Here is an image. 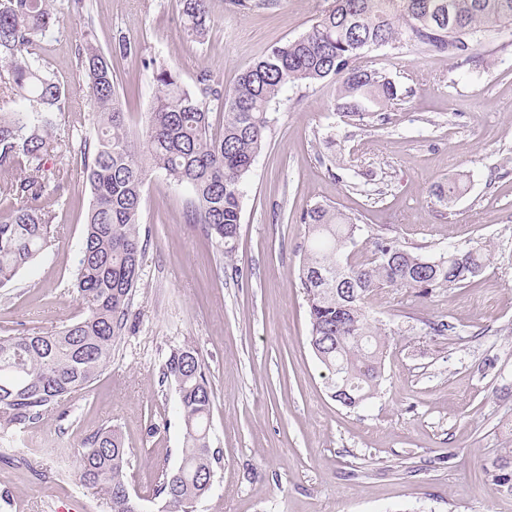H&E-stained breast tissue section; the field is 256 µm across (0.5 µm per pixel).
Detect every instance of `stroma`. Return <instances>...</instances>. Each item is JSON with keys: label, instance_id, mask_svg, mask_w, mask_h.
<instances>
[{"label": "stroma", "instance_id": "35a3bbf8", "mask_svg": "<svg viewBox=\"0 0 512 512\" xmlns=\"http://www.w3.org/2000/svg\"><path fill=\"white\" fill-rule=\"evenodd\" d=\"M85 2L79 18L68 0H52L54 30L38 48L70 92L61 127L77 141L94 121L74 57L82 35L105 54L118 34L139 48V57H113L112 69L140 136L156 92L142 58L165 61L188 84L206 68L229 87L273 45L307 31L331 0L247 13L211 0L215 23L202 43L184 38L176 0ZM368 59L401 92L372 124L347 122L323 84L282 91L243 185L232 255L187 223L188 190L150 172L148 244L112 360L42 423L0 431V512H106L79 486L73 455L103 426L122 434L129 483L144 512H156L158 478L178 466L183 442L162 367L183 344L204 359L221 455L196 512H512V494L483 472L512 448V31L488 37L470 65L405 44ZM56 163L70 173L56 232L43 256L0 288L2 336L54 331L84 312L71 282L91 194L79 153ZM452 174L464 175L467 190L446 208L431 190ZM324 203L426 256L491 246L472 285L428 299L396 288L370 296L389 334L384 381L357 409L332 398L308 341L300 217ZM441 316L454 332L426 334L424 320Z\"/></svg>", "mask_w": 512, "mask_h": 512}]
</instances>
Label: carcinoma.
Returning <instances> with one entry per match:
<instances>
[{
  "label": "carcinoma",
  "mask_w": 512,
  "mask_h": 512,
  "mask_svg": "<svg viewBox=\"0 0 512 512\" xmlns=\"http://www.w3.org/2000/svg\"><path fill=\"white\" fill-rule=\"evenodd\" d=\"M234 4L245 12L274 9L280 0ZM178 6L183 33L204 40L212 23L210 0H178ZM509 26L512 0H332L305 33L274 45L229 88L208 69L187 85L163 62L144 58L156 95L141 145L126 126L111 63L88 37L79 38L74 56L95 123L79 145L92 203L72 288L87 313L55 332L0 336V429L42 422L55 403L87 388L110 363L146 250L141 224L150 170L165 172L189 190L187 222L201 225L230 253L240 233L242 185L266 143L283 88L327 81L332 107L362 125L398 99L395 82L367 65L368 50L408 43L469 63L478 57L482 38ZM53 27L50 0H0V287L50 246L69 181L67 169L47 166L74 151L59 125V116L69 111L68 89L37 53ZM138 54L125 36L114 38L112 55ZM215 111L222 115L218 129L210 120ZM463 192L460 180L450 177L432 196L449 207ZM357 221L329 204L300 218L307 235L299 280L309 343L328 372L334 399L350 409L377 395L383 382L386 338L368 297L383 288H404L417 297L463 288L489 261V249L480 243L426 257L379 236L371 258L353 261L362 231ZM168 380L177 391L183 447L179 466L161 474L157 512H195L220 464L210 437L212 391L196 348L185 344L170 351L162 370V381ZM76 459L80 486L99 495L109 512L141 509L117 430L90 434ZM484 470L494 489L512 493V448Z\"/></svg>",
  "instance_id": "cac0c4a2"
}]
</instances>
